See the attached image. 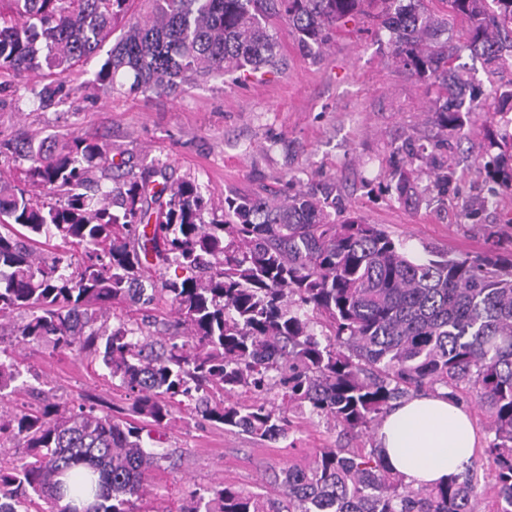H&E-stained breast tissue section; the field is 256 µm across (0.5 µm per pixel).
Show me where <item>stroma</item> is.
Here are the masks:
<instances>
[{
	"label": "stroma",
	"mask_w": 512,
	"mask_h": 512,
	"mask_svg": "<svg viewBox=\"0 0 512 512\" xmlns=\"http://www.w3.org/2000/svg\"><path fill=\"white\" fill-rule=\"evenodd\" d=\"M277 31L285 68L243 83L213 81L176 97L103 90L94 82L107 56L103 50L71 76L74 92L66 103L51 109L32 102L27 85L44 84L46 78L30 74L26 82L0 87V138L100 137L133 171L155 164L165 167L170 179L195 181L216 210L229 191L247 190L255 178L272 186L289 180L297 189L331 180L351 215L379 225L419 257L484 251L488 224L512 234V194L494 193L478 172L485 127L512 131V111L488 109L494 86L512 81V66L492 75L480 58L462 54V75L481 87L483 109L463 129L444 135L431 123L435 88L394 62L387 32L348 24L314 61L299 50L288 25L279 24ZM443 138L456 169L458 195L444 206L414 209L386 191L394 148L409 139L430 148ZM475 199L487 204L480 224L463 217ZM21 357L31 372V389L12 396L13 410L34 403L38 392L72 406L87 395L129 404L101 366L37 346L23 349ZM291 416L285 438L263 442L216 427L191 407H181L167 431L172 467L153 473L140 512H181L187 491L203 494L221 483L273 498L278 494L271 482L274 470L309 466L322 448L376 444L373 430L352 436L298 409Z\"/></svg>",
	"instance_id": "stroma-1"
}]
</instances>
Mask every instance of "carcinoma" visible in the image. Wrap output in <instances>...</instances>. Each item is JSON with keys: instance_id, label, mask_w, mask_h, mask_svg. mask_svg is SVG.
Returning <instances> with one entry per match:
<instances>
[{"instance_id": "obj_1", "label": "carcinoma", "mask_w": 512, "mask_h": 512, "mask_svg": "<svg viewBox=\"0 0 512 512\" xmlns=\"http://www.w3.org/2000/svg\"><path fill=\"white\" fill-rule=\"evenodd\" d=\"M0 17V74L22 79L43 109L70 98L71 73L115 33L94 82L114 91L178 96L227 74L246 79L282 64L274 34L285 22L318 59L336 31L367 20L389 33L396 63L445 90L432 113L460 130L482 91L456 62L468 50L496 69L512 57V0H8ZM481 175L512 193V134L496 135ZM386 190L420 206L455 194L456 170L427 155L431 185L407 158ZM27 162L0 183V499L21 512H137L152 471L170 458L152 435L183 403L206 421L260 441L286 436L294 408L359 434L393 404L431 389L466 392L484 407L494 438L485 449L501 512H512V239L483 253L410 255L376 224L346 211L325 181L273 193L260 184L224 198L206 221L200 186L172 182L151 164L135 174L110 146L71 135L59 145L0 140V162ZM51 239L59 246H47ZM115 301L145 312L112 317ZM173 319L150 315L160 303ZM324 331L318 333L315 326ZM99 361L133 402L129 417L43 399L17 413L5 397L24 390L21 345ZM279 499L215 486L190 492L183 512H477L473 467L439 487L411 488L369 452L323 448L305 468L274 474Z\"/></svg>"}]
</instances>
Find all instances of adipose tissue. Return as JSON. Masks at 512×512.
<instances>
[{"mask_svg":"<svg viewBox=\"0 0 512 512\" xmlns=\"http://www.w3.org/2000/svg\"><path fill=\"white\" fill-rule=\"evenodd\" d=\"M470 412L444 393H421L383 418L377 446L394 474L413 487L447 483L476 453Z\"/></svg>","mask_w":512,"mask_h":512,"instance_id":"obj_1","label":"adipose tissue"}]
</instances>
